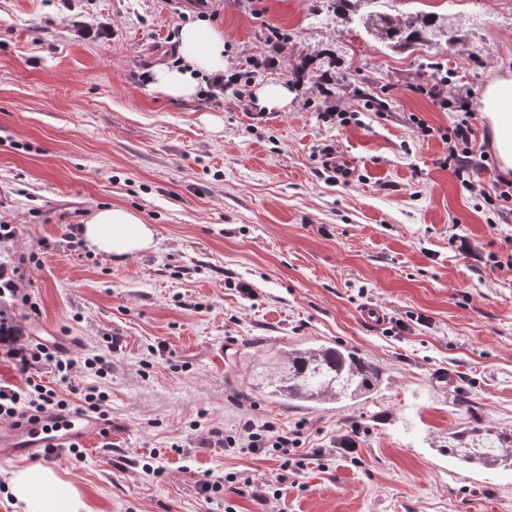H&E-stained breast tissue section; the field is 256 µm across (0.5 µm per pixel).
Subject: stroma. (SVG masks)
Wrapping results in <instances>:
<instances>
[{"mask_svg": "<svg viewBox=\"0 0 512 512\" xmlns=\"http://www.w3.org/2000/svg\"><path fill=\"white\" fill-rule=\"evenodd\" d=\"M387 8L451 17L455 36L399 51L334 22L327 0H210L225 73L268 51L269 28L287 32L279 66L254 79L288 86L270 110L229 89L186 102L153 87L189 0H0V224L15 229L0 260L32 300L11 310L19 343L41 326L75 339L72 357L108 361L102 378L74 372L69 400L81 410L82 391L103 392L111 434L43 460L92 512H512V469L443 449L476 417L512 429V273L499 267L512 222L443 166L458 115L418 90L424 58L475 96L512 74V0ZM82 17L111 37H76ZM322 49L343 121L323 117L302 73ZM473 128L489 191L502 171L483 113ZM329 149L358 161L356 181L324 169ZM105 205L152 225L153 247L93 253L80 228ZM336 343L382 369L379 390L345 404L271 393L285 352ZM248 419L300 433L311 456L225 452ZM235 476L282 494L238 495Z\"/></svg>", "mask_w": 512, "mask_h": 512, "instance_id": "1", "label": "stroma"}]
</instances>
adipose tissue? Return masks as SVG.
I'll return each mask as SVG.
<instances>
[{
    "mask_svg": "<svg viewBox=\"0 0 512 512\" xmlns=\"http://www.w3.org/2000/svg\"><path fill=\"white\" fill-rule=\"evenodd\" d=\"M181 61L154 70V84L165 95L192 100L203 77L223 72L224 34L208 18L184 23L178 32ZM482 110L493 130L502 171L512 170V77L490 80L481 94ZM83 238L94 252L124 256L149 250L154 230L133 211L102 207L83 227ZM10 493L18 512H92L75 485L54 468H20L9 477Z\"/></svg>",
    "mask_w": 512,
    "mask_h": 512,
    "instance_id": "1",
    "label": "adipose tissue"
}]
</instances>
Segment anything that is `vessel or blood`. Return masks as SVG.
<instances>
[{"mask_svg": "<svg viewBox=\"0 0 512 512\" xmlns=\"http://www.w3.org/2000/svg\"><path fill=\"white\" fill-rule=\"evenodd\" d=\"M323 162L343 181H354L358 175L356 162L343 152H329ZM111 430V421L93 412L47 410L0 428V459L35 461Z\"/></svg>", "mask_w": 512, "mask_h": 512, "instance_id": "1", "label": "vessel or blood"}]
</instances>
